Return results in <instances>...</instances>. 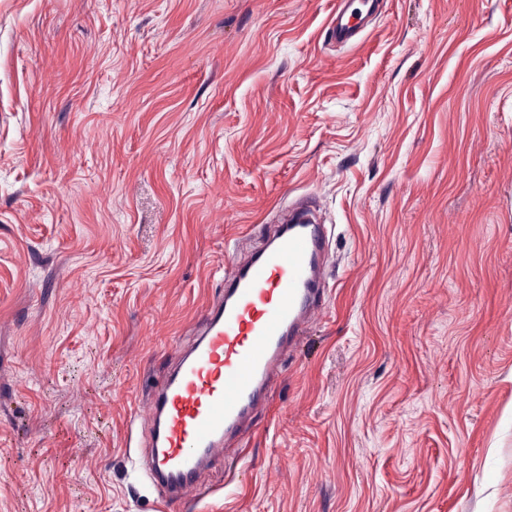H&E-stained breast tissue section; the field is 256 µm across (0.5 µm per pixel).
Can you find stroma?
Here are the masks:
<instances>
[{
    "instance_id": "stroma-1",
    "label": "stroma",
    "mask_w": 512,
    "mask_h": 512,
    "mask_svg": "<svg viewBox=\"0 0 512 512\" xmlns=\"http://www.w3.org/2000/svg\"><path fill=\"white\" fill-rule=\"evenodd\" d=\"M0 0V512H512V0ZM308 201L325 308L164 504L155 386ZM349 2L350 0H336V22L333 20L329 25L331 38L339 42H349L357 34L355 26L351 25L349 21L343 22L346 12L344 9Z\"/></svg>"
}]
</instances>
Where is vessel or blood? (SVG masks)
Wrapping results in <instances>:
<instances>
[{
  "label": "vessel or blood",
  "mask_w": 512,
  "mask_h": 512,
  "mask_svg": "<svg viewBox=\"0 0 512 512\" xmlns=\"http://www.w3.org/2000/svg\"><path fill=\"white\" fill-rule=\"evenodd\" d=\"M325 237L308 211L277 227L224 284L202 331L158 385L144 444L147 473L180 500L206 466L234 449L282 371L290 347L324 308Z\"/></svg>",
  "instance_id": "1"
}]
</instances>
